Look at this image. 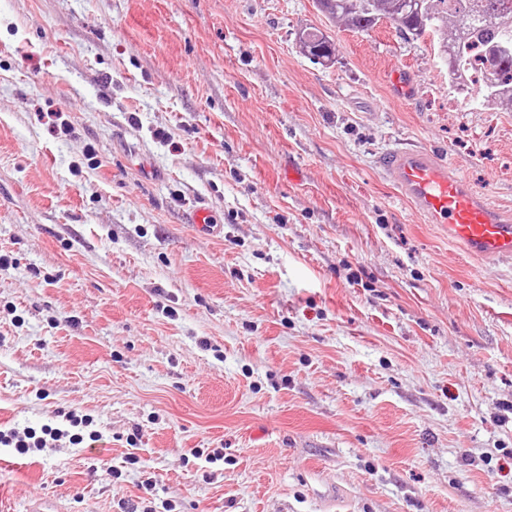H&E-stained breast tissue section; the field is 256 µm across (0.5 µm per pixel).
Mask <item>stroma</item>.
<instances>
[{
  "label": "stroma",
  "instance_id": "35a3bbf8",
  "mask_svg": "<svg viewBox=\"0 0 512 512\" xmlns=\"http://www.w3.org/2000/svg\"><path fill=\"white\" fill-rule=\"evenodd\" d=\"M414 146L512 213V109L432 36L0 0V430L104 439L0 447V512H512V267L399 196L377 159ZM302 43L307 49V53L316 60H328L334 53L332 43L325 39L323 35L316 33H307L302 38Z\"/></svg>",
  "mask_w": 512,
  "mask_h": 512
}]
</instances>
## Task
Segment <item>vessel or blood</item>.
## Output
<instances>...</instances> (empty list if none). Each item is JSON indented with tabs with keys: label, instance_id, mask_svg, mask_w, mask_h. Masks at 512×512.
<instances>
[{
	"label": "vessel or blood",
	"instance_id": "1",
	"mask_svg": "<svg viewBox=\"0 0 512 512\" xmlns=\"http://www.w3.org/2000/svg\"><path fill=\"white\" fill-rule=\"evenodd\" d=\"M378 164L411 206L473 254L512 256V218L474 194L465 178L429 147L395 148Z\"/></svg>",
	"mask_w": 512,
	"mask_h": 512
}]
</instances>
